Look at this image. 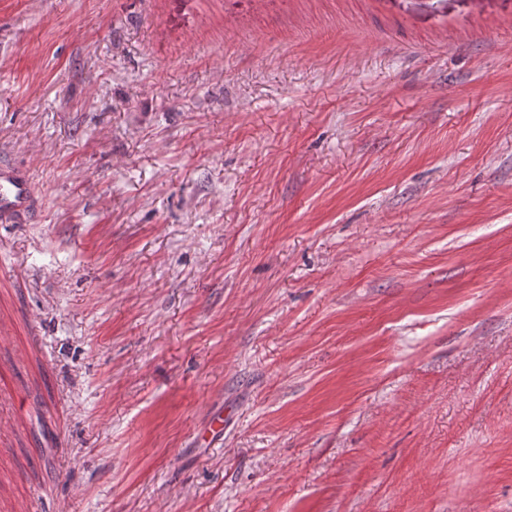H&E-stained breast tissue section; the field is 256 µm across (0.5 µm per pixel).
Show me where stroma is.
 I'll return each instance as SVG.
<instances>
[{"mask_svg": "<svg viewBox=\"0 0 512 512\" xmlns=\"http://www.w3.org/2000/svg\"><path fill=\"white\" fill-rule=\"evenodd\" d=\"M0 161V512H512V0H0ZM31 203L32 190L27 177L18 168L0 163V218H23Z\"/></svg>", "mask_w": 512, "mask_h": 512, "instance_id": "stroma-1", "label": "stroma"}]
</instances>
